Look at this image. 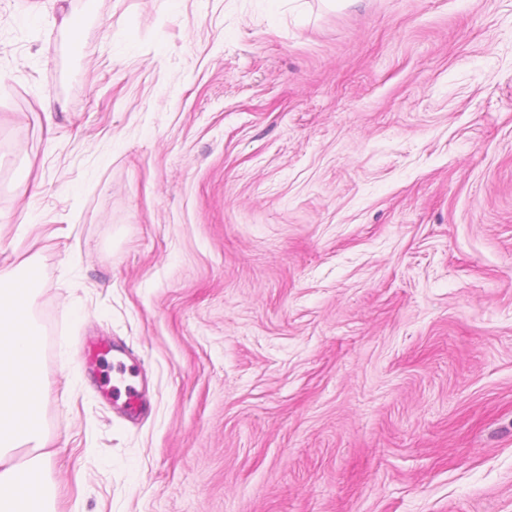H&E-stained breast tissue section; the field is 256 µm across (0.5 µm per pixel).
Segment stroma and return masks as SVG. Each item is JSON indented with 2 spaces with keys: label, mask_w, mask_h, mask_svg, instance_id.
<instances>
[{
  "label": "stroma",
  "mask_w": 512,
  "mask_h": 512,
  "mask_svg": "<svg viewBox=\"0 0 512 512\" xmlns=\"http://www.w3.org/2000/svg\"><path fill=\"white\" fill-rule=\"evenodd\" d=\"M2 269L53 512H512V0H0Z\"/></svg>",
  "instance_id": "obj_1"
}]
</instances>
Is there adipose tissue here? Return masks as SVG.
Returning <instances> with one entry per match:
<instances>
[{"instance_id":"adipose-tissue-1","label":"adipose tissue","mask_w":512,"mask_h":512,"mask_svg":"<svg viewBox=\"0 0 512 512\" xmlns=\"http://www.w3.org/2000/svg\"><path fill=\"white\" fill-rule=\"evenodd\" d=\"M25 307L24 289L11 274L0 273V512H51L46 489L50 453L23 464L14 460L16 448L42 444L40 347Z\"/></svg>"}]
</instances>
